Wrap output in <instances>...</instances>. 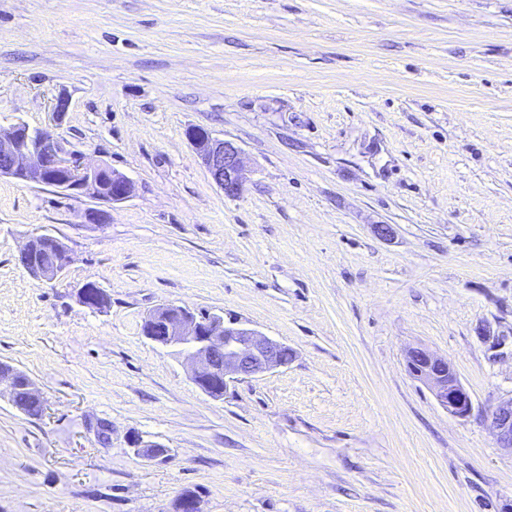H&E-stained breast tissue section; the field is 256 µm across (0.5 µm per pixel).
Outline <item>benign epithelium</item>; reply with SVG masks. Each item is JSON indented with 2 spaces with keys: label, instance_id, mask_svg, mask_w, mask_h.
Instances as JSON below:
<instances>
[{
  "label": "benign epithelium",
  "instance_id": "1",
  "mask_svg": "<svg viewBox=\"0 0 512 512\" xmlns=\"http://www.w3.org/2000/svg\"><path fill=\"white\" fill-rule=\"evenodd\" d=\"M187 140L201 159L212 181L227 197L240 194L244 184L242 150L231 140H219L202 128H191ZM0 176L20 182L54 187L72 194L88 195L114 204L129 198L132 182L124 175L103 166H92L78 154L67 151L45 131H32L24 123L0 128ZM53 241L56 259L50 265L30 264L25 257L39 238L31 237L20 249L19 261L28 274L39 281H52L65 273L70 257L58 238ZM142 335L151 342L187 351L185 359L193 382L207 395L223 394L211 385L255 377L288 365V347L234 321L225 322L217 313L200 315L188 308L164 305L150 312L142 324ZM409 373L426 385L437 403L458 419L472 415L473 400L458 379L450 361L426 349L412 348L406 359ZM19 373L0 364V383L8 385L9 401L18 390ZM492 427L499 447L512 450V397L499 402L492 413ZM134 452L158 459L167 449L158 444L133 442Z\"/></svg>",
  "mask_w": 512,
  "mask_h": 512
}]
</instances>
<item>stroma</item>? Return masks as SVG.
Wrapping results in <instances>:
<instances>
[{
  "label": "stroma",
  "instance_id": "obj_1",
  "mask_svg": "<svg viewBox=\"0 0 512 512\" xmlns=\"http://www.w3.org/2000/svg\"><path fill=\"white\" fill-rule=\"evenodd\" d=\"M18 122L134 191L0 177V362L45 398H0V512H173L185 490L204 512H512L491 428L512 397V0H0ZM191 127L240 146L238 196ZM39 234L68 248L59 279L17 262ZM165 304L294 357L210 397L141 332ZM413 347L452 363L470 418L410 376Z\"/></svg>",
  "mask_w": 512,
  "mask_h": 512
}]
</instances>
